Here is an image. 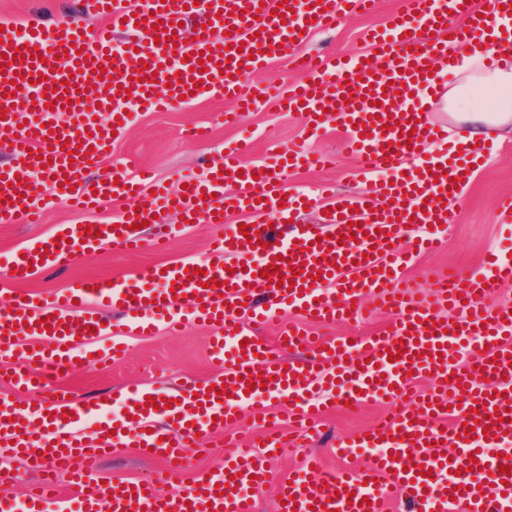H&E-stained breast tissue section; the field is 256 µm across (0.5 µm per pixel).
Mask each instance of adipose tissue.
<instances>
[{
  "mask_svg": "<svg viewBox=\"0 0 512 512\" xmlns=\"http://www.w3.org/2000/svg\"><path fill=\"white\" fill-rule=\"evenodd\" d=\"M455 71L464 77V83L449 89L445 107L460 126L459 143H471L487 136L488 128H496L512 135V61L503 59L489 65L481 56H450ZM497 95L494 108L481 104V95Z\"/></svg>",
  "mask_w": 512,
  "mask_h": 512,
  "instance_id": "1",
  "label": "adipose tissue"
}]
</instances>
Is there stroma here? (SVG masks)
Returning a JSON list of instances; mask_svg holds the SVG:
<instances>
[{"label":"stroma","mask_w":512,"mask_h":512,"mask_svg":"<svg viewBox=\"0 0 512 512\" xmlns=\"http://www.w3.org/2000/svg\"><path fill=\"white\" fill-rule=\"evenodd\" d=\"M77 0H0V23L51 25L73 16ZM398 0H380L373 13L356 14L340 20L335 29L321 30L304 43L305 52L324 56L344 53L360 56L371 53L366 33L384 27L389 15L397 8ZM232 101L219 95L208 96L191 104L174 103L163 111L137 112L133 125L115 143L110 156L91 162L84 175L92 181L111 176L113 170L142 166L148 168L158 183L178 191L184 177L200 174L207 165L220 162L225 147L248 143L247 161H262L275 151L305 140L311 149L333 154L334 167L324 170H293L288 183L306 192H315L322 183L332 182L337 192L359 193L367 185L356 175V162L342 148V132L334 122L324 123L319 133H311L306 117L300 112L286 111L279 98L265 97L259 110L246 113L239 126L225 125L224 115L233 111ZM193 125L208 127L211 138L204 143L185 139V130ZM512 194V138L498 142L497 149L473 173L462 188L457 204L458 219L447 226L444 243L435 253L418 257L408 273L421 290H429L431 271L452 266L462 273L483 271L488 252L508 253L512 250V223H504L497 204L506 194ZM123 201L99 209L96 214L76 212L58 205L46 212L38 224H0V263L29 247L40 238L52 236L69 224H82L90 219L105 220L113 210L122 209ZM161 229L171 237L167 251L145 249L135 253L117 250H98L77 256L62 266L39 269L23 290L52 294L63 290L74 279H129L141 268L150 265L172 264L203 255L209 241L223 231L219 224H185L180 215L165 214ZM396 320L393 313L372 309L369 317L359 322L339 323L322 327L306 323L308 335L320 339L344 336H369L391 328ZM220 329L210 324L191 323L177 336L163 326H155L145 336L125 335V357L117 362L78 361L64 373H52L48 383L31 391L20 385L0 382V398L28 402L50 398L53 391H67L86 404L97 398L111 397L113 411H120L127 383L136 382L152 390L168 393L183 382L201 383L218 373L209 350L210 337ZM391 411L390 404L372 401L351 410L338 405L327 411L319 432L311 442L288 449L270 462V480L253 489L258 512H276V485L288 476L303 460L323 454L337 439L355 437L360 431L379 424ZM287 428L286 413L277 397H269L266 416L245 412L235 433L216 434L208 438L203 449H191L192 468L174 483H159L155 493L166 494L174 487L189 485L195 471L216 469L223 465L230 450L233 435H246L268 426ZM160 458L141 455L137 448L124 449L116 456L99 458L94 466L103 481L138 480L160 469ZM0 474L8 478L9 493L15 502H23L41 475L32 469L26 456L7 452L0 455Z\"/></svg>","instance_id":"stroma-1"}]
</instances>
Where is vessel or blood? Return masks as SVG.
I'll return each mask as SVG.
<instances>
[{
  "mask_svg": "<svg viewBox=\"0 0 512 512\" xmlns=\"http://www.w3.org/2000/svg\"><path fill=\"white\" fill-rule=\"evenodd\" d=\"M376 0H80L77 17L52 27L5 25L0 30V140L8 142L11 166L0 171V224H37L46 209L65 203L93 211L111 197L138 199L118 212L112 223L67 225L59 239L38 240L0 265V278L24 282L41 264L64 265L71 256L100 245L121 250H166L169 236L145 237L137 220L153 223L165 211L191 223L221 224L204 257L165 266H149L134 280L106 282L81 278L45 297L15 292L0 299V360L20 358L25 368L12 373L14 383L32 384L48 368L72 364L75 349L123 326L147 332L162 318L170 334L192 320L235 327L231 336L214 337L211 356L221 372L212 382L182 389L173 397L150 396L132 386L124 395L126 414L115 417L108 403L82 405L64 396L20 404L0 400V449L25 454L39 470L59 468L71 475L68 489L56 480L40 481L30 492L25 512H257L251 488L268 479L271 455L290 440L310 436L330 399L359 407L368 401L400 403L401 409L355 440H338L341 458L368 455L364 470L321 469L309 457L278 485L280 512H385L398 497L415 512H512V459L494 448L512 442V307L488 309L492 281L512 280V258L490 255L483 276L434 273L433 291L419 293L406 276L417 253L436 250L442 228L454 223L459 197L454 182L480 165L493 150L481 143L458 149L447 145V128L435 122L421 99L439 100L447 88L436 66L449 46L476 48L490 43L494 53L512 56V32L500 30L499 18L512 15V0H401V8L381 32H374V59L304 57L300 31L331 28L347 13L372 10ZM200 14L204 26L185 44L184 21ZM163 28H156V21ZM177 42H170V35ZM38 48L40 56L15 59L16 49ZM211 60L199 66L201 52ZM283 60L307 79L290 86L288 106H304L311 123L343 127V143L360 164L364 179L389 172L388 190L373 188L352 196L330 185L309 195L290 192L287 175L300 168L325 166V156L297 143L287 160L243 164L239 147L229 148L221 165L196 177L184 194L157 188L149 200L139 195L143 170H114L110 181L92 183L85 166L105 156L114 134L124 133L132 112L119 108L121 93L140 107L160 110L183 96L213 93L258 107L245 90L247 78L268 58ZM150 65L157 81L142 80L137 69ZM105 78H98L97 68ZM75 88L64 91V80ZM99 107L88 111L87 95ZM68 107L57 120L53 105ZM392 118L394 128L382 126ZM50 178L52 190L36 193L30 171ZM442 176H434V169ZM26 184L24 198L14 196L13 182ZM389 204L381 206L379 195ZM331 202L319 224L297 222V212L318 199ZM277 213L282 236L254 225L241 233L228 216ZM420 235L408 237L409 227ZM286 258L284 284L262 277L263 268ZM301 275H293L294 266ZM376 298L396 313L392 329L380 335L321 343L304 328L284 325L286 315L301 312L319 324L358 320L360 297ZM120 307L125 322L103 326L86 316L87 302ZM445 302L451 318L436 310ZM279 321V345L259 339L254 325ZM34 339L31 350L21 340ZM309 348L312 359L285 364L284 347ZM400 350L397 360L386 352ZM467 350L468 363L456 360ZM268 377L266 387L247 389V377ZM433 388L411 393L417 379ZM224 394H216V387ZM328 389L329 399L313 401V387ZM273 394L288 400L290 434L270 430L262 440L235 442L224 466L196 476L191 488L155 495L154 481L172 479L192 465L189 448L202 438L237 426L246 407L263 406ZM73 411L62 419L63 410ZM174 421L178 440L162 439L159 421ZM96 428L95 440L82 432ZM474 435H466L465 427ZM152 449L166 467L155 477L110 484L108 503H100L85 463L97 453L124 448Z\"/></svg>",
  "mask_w": 512,
  "mask_h": 512,
  "instance_id": "vessel-or-blood-1",
  "label": "vessel or blood"
}]
</instances>
